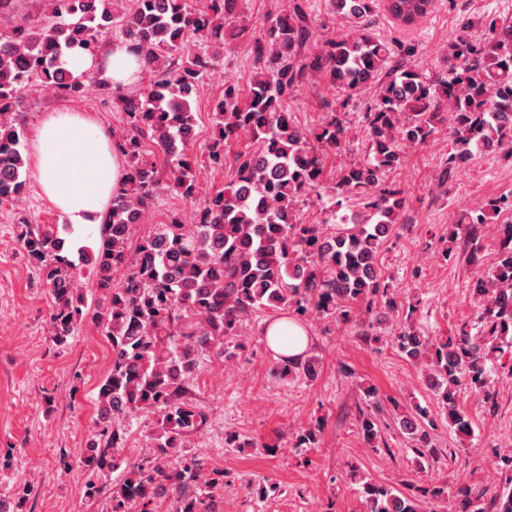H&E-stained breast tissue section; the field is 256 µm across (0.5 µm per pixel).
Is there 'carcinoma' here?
<instances>
[{"instance_id":"carcinoma-1","label":"carcinoma","mask_w":512,"mask_h":512,"mask_svg":"<svg viewBox=\"0 0 512 512\" xmlns=\"http://www.w3.org/2000/svg\"><path fill=\"white\" fill-rule=\"evenodd\" d=\"M434 0H386L388 12L404 25L426 16ZM241 0H203L198 9L186 0H41L44 20L32 31L28 22L0 29V201L17 200L26 186L28 157L24 125L18 112L22 92L38 82L57 96L80 98L93 89L101 97H117L127 125L114 139L124 158L126 176L112 196L92 254L104 308L88 307L79 292L66 240L53 228L23 224L19 242L38 266L50 288L53 307L49 335L64 345L89 319L103 327L112 366L98 393L97 440L80 456L89 474L88 501L108 494L112 512H156L165 500L170 512H211V489L224 484V471L210 468L187 445L188 437L207 421L188 398L201 368V358L239 349L237 337L258 314L287 312L298 320L309 313L352 320L356 306L368 317L390 312L411 319L418 310L410 297H399L384 283L380 252L398 223L407 201L384 181L402 160V145L424 143L437 125L448 123L451 149L439 182H451L458 167L474 152L494 144L512 151V21L491 23L489 36L473 41L460 33L449 46L448 78L429 81L409 61L379 80L393 49L368 31L365 21L375 0H332L334 12L354 23L355 35L329 38L316 50L310 41L314 19L302 0L274 18L257 24L239 8ZM112 30L135 46L143 60L141 88L124 93L91 77H75L64 57L73 49L95 53L102 36ZM191 35L203 38L204 52L186 61L181 56ZM250 36L255 71L245 88L224 87L216 104L215 135L208 146L213 163L230 165L234 180L213 193L187 230L174 215L143 237L134 257L128 240L132 217L149 211L164 177L184 198H193L196 182L182 139L195 127L199 85L216 66L228 41ZM310 76L323 78L346 98L378 86L375 108L363 115L369 137L367 158L344 170L335 192L362 201L363 211L343 215L337 226L300 224L297 198L318 192L330 154L348 141L336 106L316 139L307 143L285 105ZM230 143L243 144L233 156ZM169 166H158L155 154ZM506 204L492 198L467 222L450 229L449 238L466 239L469 261L483 268L475 291L480 296L478 320L484 335L466 327L440 341L410 323L393 343L407 359L430 366L438 406L448 427L459 434L471 423L459 402L468 389L487 404L497 361L512 348V224L501 225L499 247L489 253L480 228L487 214ZM125 277L114 282L116 270ZM280 378H311L312 358L284 359L275 365ZM358 409L363 440L381 437L375 389ZM143 411L159 415L151 461H134L125 453L126 436L118 424ZM413 450L420 459L441 454L432 430L434 419L419 406L407 418ZM319 425L303 428L296 447L313 448ZM360 498L367 512H512V478L499 493L485 498L475 485L456 493L446 486L425 490L437 509L420 506L406 493L365 481Z\"/></svg>"}]
</instances>
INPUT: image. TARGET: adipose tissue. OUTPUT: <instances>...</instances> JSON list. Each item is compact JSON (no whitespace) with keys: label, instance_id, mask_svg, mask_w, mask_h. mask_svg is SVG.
Wrapping results in <instances>:
<instances>
[{"label":"adipose tissue","instance_id":"obj_1","mask_svg":"<svg viewBox=\"0 0 512 512\" xmlns=\"http://www.w3.org/2000/svg\"><path fill=\"white\" fill-rule=\"evenodd\" d=\"M68 69L121 88L141 84L144 70L132 45L116 41L97 54L79 50L65 57ZM33 176L40 191L73 226L103 223L111 197L125 172L112 146V134L82 112H52L41 122L32 144ZM264 336L276 353L301 356L310 345L307 330L294 320L279 318Z\"/></svg>","mask_w":512,"mask_h":512}]
</instances>
